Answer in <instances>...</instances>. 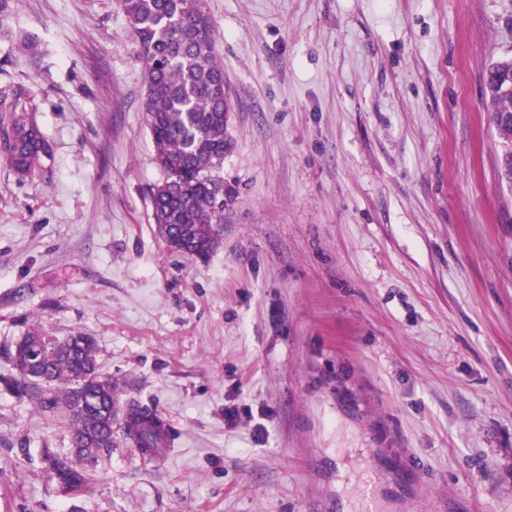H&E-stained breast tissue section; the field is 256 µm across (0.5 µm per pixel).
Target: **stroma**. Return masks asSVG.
<instances>
[{
	"label": "stroma",
	"instance_id": "obj_1",
	"mask_svg": "<svg viewBox=\"0 0 512 512\" xmlns=\"http://www.w3.org/2000/svg\"><path fill=\"white\" fill-rule=\"evenodd\" d=\"M204 4L232 110L203 260L154 219L117 0H20L0 41V100L48 144L25 175L0 156V377L29 331H81L174 433L158 467L113 429L67 494L59 414L0 384V512H512V191L484 110L512 0Z\"/></svg>",
	"mask_w": 512,
	"mask_h": 512
}]
</instances>
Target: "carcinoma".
Returning <instances> with one entry per match:
<instances>
[{"label":"carcinoma","mask_w":512,"mask_h":512,"mask_svg":"<svg viewBox=\"0 0 512 512\" xmlns=\"http://www.w3.org/2000/svg\"><path fill=\"white\" fill-rule=\"evenodd\" d=\"M19 0H0V38ZM140 48L145 110L162 180L152 191L156 222L179 238L175 251L204 259L220 245L224 223V150L229 100L224 67L215 52V30L203 0H119ZM512 58L490 65L484 81L486 111L502 146L512 155V87L499 82ZM0 149L25 174L48 146L40 128L16 119L0 133ZM15 374L0 379L42 408L62 409L70 447L80 468L55 455L48 470L69 491L87 487L85 468L112 454V424L141 448H155L161 421L152 408L120 402L112 379L100 373L92 337L76 332L62 340L32 331L11 355Z\"/></svg>","instance_id":"cac0c4a2"}]
</instances>
